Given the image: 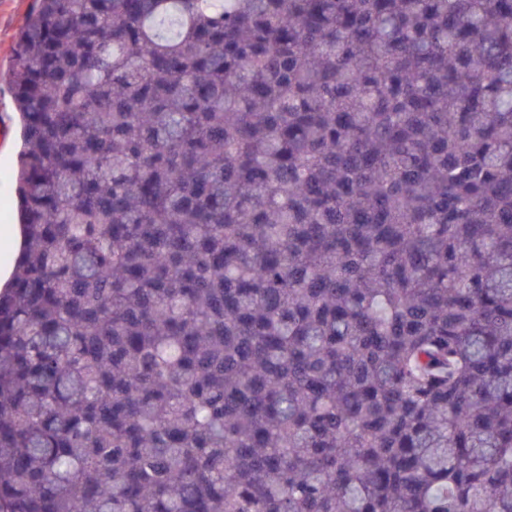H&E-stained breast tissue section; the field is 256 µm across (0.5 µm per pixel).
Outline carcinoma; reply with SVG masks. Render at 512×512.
Segmentation results:
<instances>
[{"instance_id": "cac0c4a2", "label": "carcinoma", "mask_w": 512, "mask_h": 512, "mask_svg": "<svg viewBox=\"0 0 512 512\" xmlns=\"http://www.w3.org/2000/svg\"><path fill=\"white\" fill-rule=\"evenodd\" d=\"M0 512H512V0H34Z\"/></svg>"}]
</instances>
